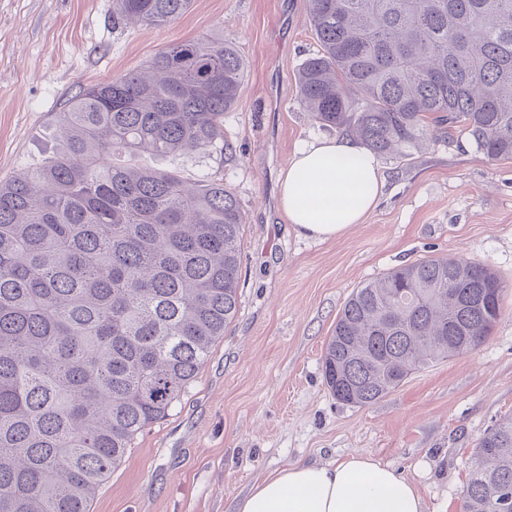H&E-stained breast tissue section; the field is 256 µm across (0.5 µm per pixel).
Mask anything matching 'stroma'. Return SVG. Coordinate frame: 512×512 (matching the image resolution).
Returning a JSON list of instances; mask_svg holds the SVG:
<instances>
[{
    "label": "stroma",
    "instance_id": "1",
    "mask_svg": "<svg viewBox=\"0 0 512 512\" xmlns=\"http://www.w3.org/2000/svg\"><path fill=\"white\" fill-rule=\"evenodd\" d=\"M222 34L246 63L224 115L233 151L142 155L194 183L216 176L247 224L240 307L167 417L140 433L90 512H234L267 473L360 453L416 483L427 512H460L472 452L512 417V159L454 137L378 162L382 196L342 236H299L279 205L295 149L338 131L298 101L297 70L318 49L308 0H192L169 27L116 26L112 0H0V178L59 149L55 115L80 87L143 67L166 44ZM460 256L505 284L502 315L474 351L412 374L366 407L342 404L321 355L356 289L392 268Z\"/></svg>",
    "mask_w": 512,
    "mask_h": 512
}]
</instances>
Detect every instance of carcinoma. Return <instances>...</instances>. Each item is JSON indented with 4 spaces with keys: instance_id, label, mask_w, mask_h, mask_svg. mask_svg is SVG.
<instances>
[{
    "instance_id": "1",
    "label": "carcinoma",
    "mask_w": 512,
    "mask_h": 512,
    "mask_svg": "<svg viewBox=\"0 0 512 512\" xmlns=\"http://www.w3.org/2000/svg\"><path fill=\"white\" fill-rule=\"evenodd\" d=\"M191 0H112V23L162 29ZM317 54L299 99L375 154L457 129L512 157V0H309ZM245 64L219 35L83 87L57 113L61 152L0 180V512H89L135 437L169 414L239 310L246 224L224 179L195 186L141 152L230 149ZM504 285L463 258L402 265L356 289L322 359L365 407L471 352ZM462 512H512V418L480 438Z\"/></svg>"
}]
</instances>
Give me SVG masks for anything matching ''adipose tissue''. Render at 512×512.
Listing matches in <instances>:
<instances>
[{"label": "adipose tissue", "mask_w": 512, "mask_h": 512, "mask_svg": "<svg viewBox=\"0 0 512 512\" xmlns=\"http://www.w3.org/2000/svg\"><path fill=\"white\" fill-rule=\"evenodd\" d=\"M280 207L309 238L326 240L362 223L383 187L374 155L341 134L297 149L280 175ZM235 512H427L415 484L369 455L293 463L267 474Z\"/></svg>", "instance_id": "adipose-tissue-1"}]
</instances>
